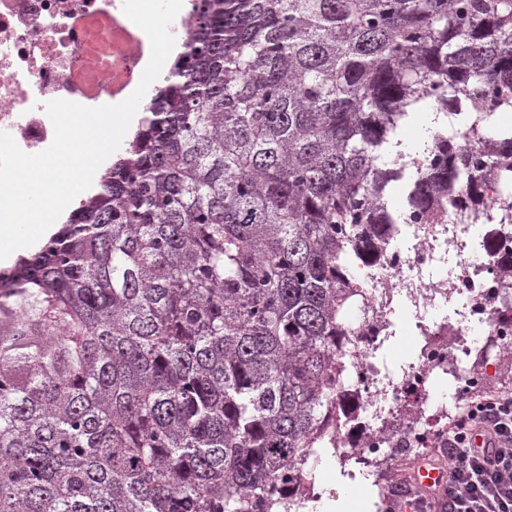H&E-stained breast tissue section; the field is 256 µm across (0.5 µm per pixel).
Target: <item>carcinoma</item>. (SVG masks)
I'll list each match as a JSON object with an SVG mask.
<instances>
[{"label": "carcinoma", "mask_w": 512, "mask_h": 512, "mask_svg": "<svg viewBox=\"0 0 512 512\" xmlns=\"http://www.w3.org/2000/svg\"><path fill=\"white\" fill-rule=\"evenodd\" d=\"M191 29L96 191L0 272V512H267L402 214L477 219L493 186L512 219V0H195ZM432 96L464 134L399 149Z\"/></svg>", "instance_id": "obj_1"}]
</instances>
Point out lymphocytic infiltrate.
<instances>
[{
	"mask_svg": "<svg viewBox=\"0 0 512 512\" xmlns=\"http://www.w3.org/2000/svg\"><path fill=\"white\" fill-rule=\"evenodd\" d=\"M483 437L476 446L475 437ZM428 463L448 470L442 488L424 493L409 486L400 500L412 512H512V392H487L472 401L448 430L447 447Z\"/></svg>",
	"mask_w": 512,
	"mask_h": 512,
	"instance_id": "1",
	"label": "lymphocytic infiltrate"
}]
</instances>
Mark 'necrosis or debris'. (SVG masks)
I'll use <instances>...</instances> for the list:
<instances>
[{"instance_id":"necrosis-or-debris-1","label":"necrosis or debris","mask_w":512,"mask_h":512,"mask_svg":"<svg viewBox=\"0 0 512 512\" xmlns=\"http://www.w3.org/2000/svg\"><path fill=\"white\" fill-rule=\"evenodd\" d=\"M150 49L123 0H0V132L26 153L43 151L54 137L47 101L89 107L123 101L137 87ZM473 229L453 208L444 224L406 221L366 269V293L351 320L355 355L344 377L347 396L339 406L358 436L333 437L339 460L385 478L396 449L444 446L452 412L430 403L432 381L464 364L457 397L490 384L484 370L468 365L470 327L486 328L500 355L512 354V276ZM397 300L411 312L416 358L392 371L375 353L394 334ZM447 307L455 320L430 319L431 311Z\"/></svg>"}]
</instances>
